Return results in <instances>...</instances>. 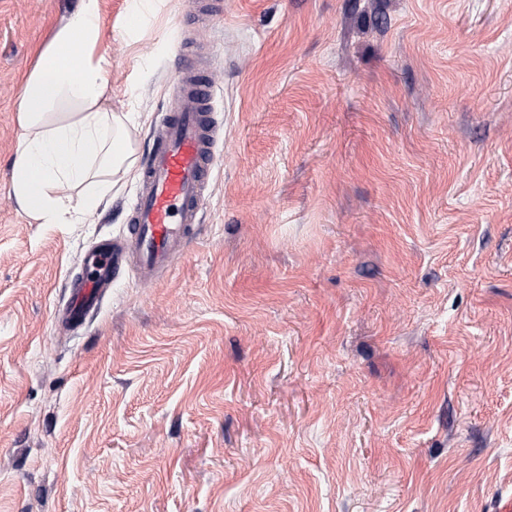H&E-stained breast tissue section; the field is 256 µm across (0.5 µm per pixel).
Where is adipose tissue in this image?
I'll use <instances>...</instances> for the list:
<instances>
[{"instance_id":"obj_1","label":"adipose tissue","mask_w":512,"mask_h":512,"mask_svg":"<svg viewBox=\"0 0 512 512\" xmlns=\"http://www.w3.org/2000/svg\"><path fill=\"white\" fill-rule=\"evenodd\" d=\"M103 29L100 0H81L36 46L24 75L11 191L41 224L82 223L137 164L127 113L106 104Z\"/></svg>"}]
</instances>
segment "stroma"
Here are the masks:
<instances>
[{"instance_id": "stroma-1", "label": "stroma", "mask_w": 512, "mask_h": 512, "mask_svg": "<svg viewBox=\"0 0 512 512\" xmlns=\"http://www.w3.org/2000/svg\"><path fill=\"white\" fill-rule=\"evenodd\" d=\"M80 0H0V512H512V0H100L146 153L192 36L224 142L189 250L64 283L125 234L11 191L22 75ZM130 26L128 33L136 36L161 10L164 0H130L127 2Z\"/></svg>"}]
</instances>
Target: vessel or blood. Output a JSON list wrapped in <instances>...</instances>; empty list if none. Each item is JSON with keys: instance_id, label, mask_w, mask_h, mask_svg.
<instances>
[{"instance_id": "b4317fda", "label": "vessel or blood", "mask_w": 512, "mask_h": 512, "mask_svg": "<svg viewBox=\"0 0 512 512\" xmlns=\"http://www.w3.org/2000/svg\"><path fill=\"white\" fill-rule=\"evenodd\" d=\"M168 112L141 168L127 235L99 242L85 259L86 276L68 282L69 299L58 309L65 327H78L99 310L112 286L113 268L127 263L141 279H153L171 271L192 240L212 186L223 125L214 83L186 42Z\"/></svg>"}]
</instances>
